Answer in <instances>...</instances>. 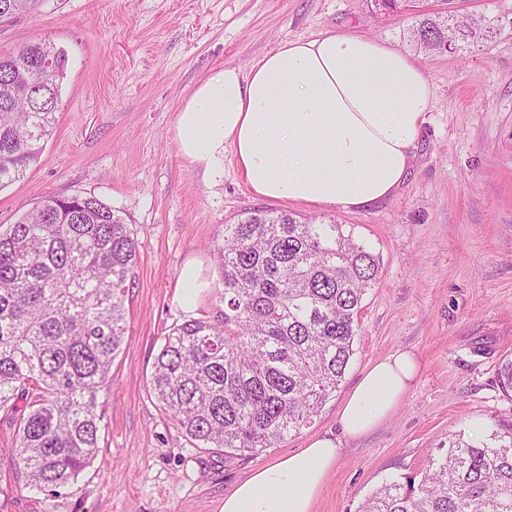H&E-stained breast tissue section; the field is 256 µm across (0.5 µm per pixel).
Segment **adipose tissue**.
<instances>
[{"mask_svg":"<svg viewBox=\"0 0 512 512\" xmlns=\"http://www.w3.org/2000/svg\"><path fill=\"white\" fill-rule=\"evenodd\" d=\"M433 96L421 66L382 41L326 32L282 43L249 69L224 65L177 115L180 152L216 176L232 152L257 197L360 210L409 175ZM419 364L390 354L363 373L339 414L340 434L254 470L220 512H314L343 443L387 419Z\"/></svg>","mask_w":512,"mask_h":512,"instance_id":"ef3b65f1","label":"adipose tissue"}]
</instances>
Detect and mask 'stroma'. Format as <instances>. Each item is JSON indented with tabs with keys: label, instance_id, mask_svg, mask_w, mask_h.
I'll return each instance as SVG.
<instances>
[{
	"label": "stroma",
	"instance_id": "35a3bbf8",
	"mask_svg": "<svg viewBox=\"0 0 512 512\" xmlns=\"http://www.w3.org/2000/svg\"><path fill=\"white\" fill-rule=\"evenodd\" d=\"M370 10V0H38L0 20L1 55L49 42L69 58L55 128L26 176L0 190V225L49 194L93 195L138 245L93 464L54 494L0 474V512H219L255 469L338 434L365 368L397 351L416 357L414 383L378 428L344 443L316 512H357L382 484L421 479L456 434L487 442L512 432V395L497 383L512 357V28L463 55L429 56L404 42L403 20ZM326 31L376 38L424 68L433 97L415 164L393 198L327 212L353 225L381 271L343 381L313 425L258 453L197 448L156 405L155 356L174 325L223 314L213 249L225 225L282 204L251 192L232 153L218 179L182 156L176 114L213 69ZM189 263L202 287L187 308Z\"/></svg>",
	"mask_w": 512,
	"mask_h": 512
}]
</instances>
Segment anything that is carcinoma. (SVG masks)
<instances>
[{
    "instance_id": "1",
    "label": "carcinoma",
    "mask_w": 512,
    "mask_h": 512,
    "mask_svg": "<svg viewBox=\"0 0 512 512\" xmlns=\"http://www.w3.org/2000/svg\"><path fill=\"white\" fill-rule=\"evenodd\" d=\"M37 0H0V18ZM411 8L407 38L433 54L489 40L503 18L464 14L457 0H373ZM68 57L51 43L0 55V189L41 153L59 111ZM354 227L254 209L224 225L215 248L224 317L174 326L154 361L158 407L197 448L254 453L309 426L354 354L358 316L380 257ZM137 247L123 219L95 196L49 195L0 229V411L12 451L0 458L25 485L51 492L95 460L100 393L125 336ZM512 392V357L497 372ZM359 512H512V434L463 436L429 459L419 483H387Z\"/></svg>"
}]
</instances>
